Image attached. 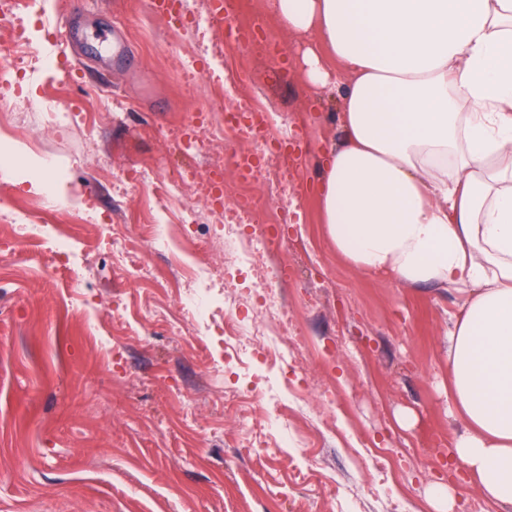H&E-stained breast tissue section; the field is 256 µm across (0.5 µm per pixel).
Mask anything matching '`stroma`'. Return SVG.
I'll return each instance as SVG.
<instances>
[{"label": "stroma", "mask_w": 512, "mask_h": 512, "mask_svg": "<svg viewBox=\"0 0 512 512\" xmlns=\"http://www.w3.org/2000/svg\"><path fill=\"white\" fill-rule=\"evenodd\" d=\"M74 14L118 36L120 66L102 68L95 49L58 40ZM28 28L64 64L23 81L16 94L56 93L62 107L105 118L93 129L78 121L60 129L51 113L0 104V129L21 132L15 156L42 162L66 191L81 269L74 278L46 270L43 242L0 234V512H433L429 490L445 477V450L461 428L448 414L445 348L463 296L357 270L325 237L316 165L322 146L340 136L341 97L305 83L299 38L272 24L268 46L240 56L255 67L271 111L301 110L307 120L299 221L271 255L287 273L271 293L297 313L308 342L324 348L355 433L345 441L325 431V371L309 359L297 374L310 389L288 399L303 437L283 448L263 427V391L241 393L235 338L208 348L193 336L168 285L181 267L130 222L150 192L128 185L134 169L181 170L165 215L175 224L198 206L196 181L236 148L224 138L190 150L172 145L192 115L216 109L207 84L181 74L190 51L216 71L212 29H176L148 0H42ZM112 230L127 235L155 280L129 278L109 246ZM404 409L412 425L399 424ZM370 445L398 463L396 490L381 488Z\"/></svg>", "instance_id": "1"}]
</instances>
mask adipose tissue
Segmentation results:
<instances>
[{
	"label": "adipose tissue",
	"instance_id": "obj_1",
	"mask_svg": "<svg viewBox=\"0 0 512 512\" xmlns=\"http://www.w3.org/2000/svg\"><path fill=\"white\" fill-rule=\"evenodd\" d=\"M343 99L320 222L339 254L407 286H457L450 461L512 512V0H258Z\"/></svg>",
	"mask_w": 512,
	"mask_h": 512
}]
</instances>
